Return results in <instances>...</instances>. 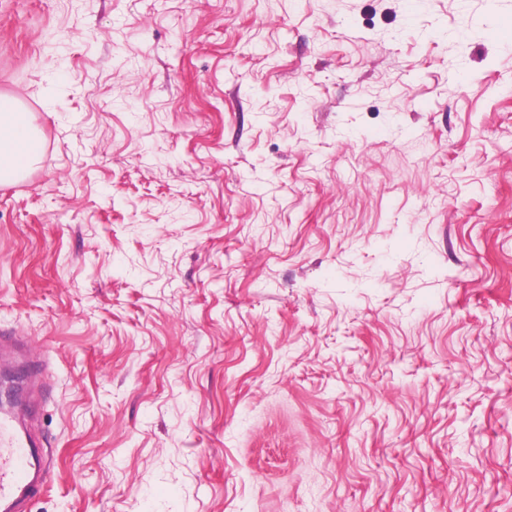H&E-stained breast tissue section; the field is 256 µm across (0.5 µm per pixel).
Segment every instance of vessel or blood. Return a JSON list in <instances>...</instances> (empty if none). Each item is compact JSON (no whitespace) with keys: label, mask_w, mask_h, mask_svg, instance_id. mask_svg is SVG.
Returning <instances> with one entry per match:
<instances>
[{"label":"vessel or blood","mask_w":512,"mask_h":512,"mask_svg":"<svg viewBox=\"0 0 512 512\" xmlns=\"http://www.w3.org/2000/svg\"><path fill=\"white\" fill-rule=\"evenodd\" d=\"M23 422L16 411H0V512H19L21 503L43 493L49 484L47 464Z\"/></svg>","instance_id":"vessel-or-blood-1"}]
</instances>
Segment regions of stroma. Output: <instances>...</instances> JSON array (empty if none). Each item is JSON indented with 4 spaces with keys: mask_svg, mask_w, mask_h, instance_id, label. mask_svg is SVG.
<instances>
[{
    "mask_svg": "<svg viewBox=\"0 0 512 512\" xmlns=\"http://www.w3.org/2000/svg\"><path fill=\"white\" fill-rule=\"evenodd\" d=\"M27 512H512V0H0ZM16 100L0 96V183L18 180L38 157L36 129Z\"/></svg>",
    "mask_w": 512,
    "mask_h": 512,
    "instance_id": "stroma-1",
    "label": "stroma"
}]
</instances>
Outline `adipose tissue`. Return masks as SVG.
I'll list each match as a JSON object with an SVG mask.
<instances>
[{
    "label": "adipose tissue",
    "mask_w": 512,
    "mask_h": 512,
    "mask_svg": "<svg viewBox=\"0 0 512 512\" xmlns=\"http://www.w3.org/2000/svg\"><path fill=\"white\" fill-rule=\"evenodd\" d=\"M39 138L16 100L0 96V183L18 180L38 157Z\"/></svg>",
    "instance_id": "obj_1"
}]
</instances>
